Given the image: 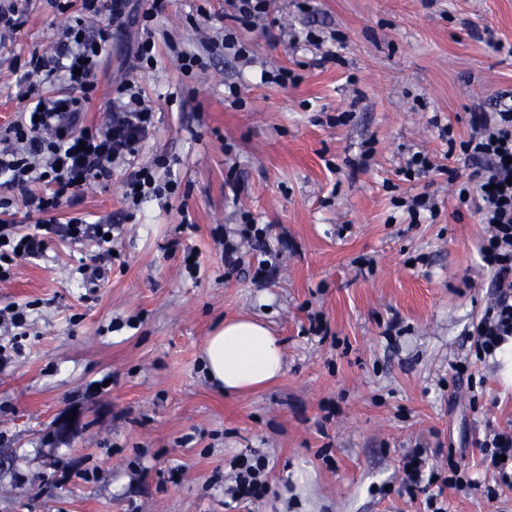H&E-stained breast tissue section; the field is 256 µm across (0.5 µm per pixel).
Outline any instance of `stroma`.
<instances>
[{
	"label": "stroma",
	"instance_id": "obj_1",
	"mask_svg": "<svg viewBox=\"0 0 512 512\" xmlns=\"http://www.w3.org/2000/svg\"><path fill=\"white\" fill-rule=\"evenodd\" d=\"M12 3L28 21L0 35V126L18 111L15 60L52 48L65 24L49 0ZM228 10L164 0L152 69H128L134 29L112 34L90 116L134 79L157 113L135 163H157L179 189L128 219L119 165L69 210L118 224L111 253L56 240L0 282V309L35 305L0 366V456L14 459L0 468V512H426L437 492L448 512H512V488L483 496L480 463L486 436L512 426V380L490 359L471 382L453 379L493 288L483 226L448 181L470 167L438 136L448 124L468 139L472 109L512 91V0H271L270 34H241L250 62L215 55L182 76L164 39L204 52ZM339 40V60L316 66ZM278 67L297 82H261ZM417 151L434 167L405 180ZM419 193L437 210L414 224L404 205ZM250 219L267 248L241 240ZM228 242L240 264H225ZM90 261L107 273L94 288L78 272ZM241 313L270 325L286 366L227 396L201 351ZM410 448L438 465L462 450L476 489L409 496ZM252 451L268 460L267 491L229 501L232 462Z\"/></svg>",
	"mask_w": 512,
	"mask_h": 512
}]
</instances>
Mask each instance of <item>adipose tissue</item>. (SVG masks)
<instances>
[{"mask_svg": "<svg viewBox=\"0 0 512 512\" xmlns=\"http://www.w3.org/2000/svg\"><path fill=\"white\" fill-rule=\"evenodd\" d=\"M202 365L209 383L227 394L261 387L281 375L280 343L260 319L238 316L207 337Z\"/></svg>", "mask_w": 512, "mask_h": 512, "instance_id": "obj_1", "label": "adipose tissue"}]
</instances>
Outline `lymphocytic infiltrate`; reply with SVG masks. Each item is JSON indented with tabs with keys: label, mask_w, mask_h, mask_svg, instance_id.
Instances as JSON below:
<instances>
[{
	"label": "lymphocytic infiltrate",
	"mask_w": 512,
	"mask_h": 512,
	"mask_svg": "<svg viewBox=\"0 0 512 512\" xmlns=\"http://www.w3.org/2000/svg\"><path fill=\"white\" fill-rule=\"evenodd\" d=\"M52 5L67 19L60 42L53 55L35 52L19 64L16 85L23 108L0 128V183L12 192L11 197L0 198V282L11 279L18 261L43 256L52 239L79 241L90 233L96 247L105 246L113 225H91L81 216L63 224L58 214L77 203L79 192L109 181L114 165L138 155L156 130L155 111L131 80L116 88L104 121L86 118L113 30L140 31L132 50L135 65L156 64L155 0H80L76 10L70 0H52ZM228 5L234 25L225 29L221 44L242 58L249 49L236 31L257 29L267 17L268 0H228ZM101 20L105 28L90 33V24ZM55 79L66 84L67 93L48 90V83ZM469 123L473 133L461 148L473 166L472 180L458 186L457 196L461 202L474 203L486 226L480 257L497 286L471 331L475 356L483 360L495 356L512 339V92L497 95L491 110L471 112ZM177 188L172 181L157 183L152 168L143 166L128 175L123 198L137 207ZM19 207L35 217V224H15L13 211ZM480 448L481 463L492 477L483 494L493 500L498 486L512 487V429L494 433ZM403 465L402 487L411 496L436 482L459 490L473 485L453 453L442 471L430 466L424 448L410 449ZM267 474L263 457L241 459L228 492L235 499L260 496Z\"/></svg>",
	"instance_id": "lymphocytic-infiltrate-1"
}]
</instances>
